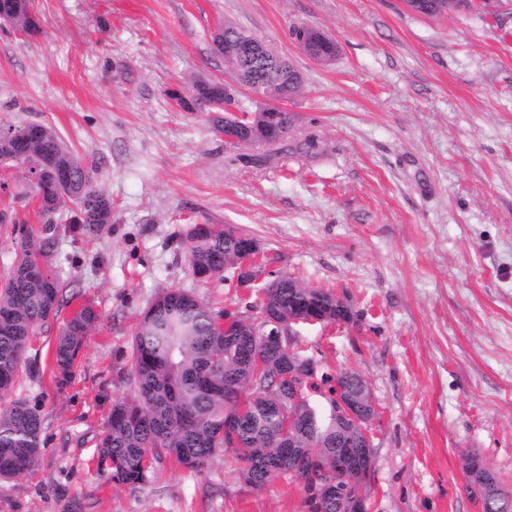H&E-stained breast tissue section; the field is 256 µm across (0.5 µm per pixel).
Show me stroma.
<instances>
[{"instance_id":"stroma-1","label":"stroma","mask_w":512,"mask_h":512,"mask_svg":"<svg viewBox=\"0 0 512 512\" xmlns=\"http://www.w3.org/2000/svg\"><path fill=\"white\" fill-rule=\"evenodd\" d=\"M31 12L39 33L0 29V122L52 125L96 170L112 222L91 242L55 227L45 261L100 322L61 388L55 330L34 340L39 376L13 395L39 405L42 451L0 483V512H305L288 475L253 490L228 451L200 473L164 462L135 489L97 474L145 308L182 288L244 309L232 282L193 275L195 224L231 225L259 242L270 274L350 299L352 322L301 327L297 341L321 372L356 369L371 389V512H478L463 489L467 450L512 486V0L493 18L424 15L404 0H31ZM300 23L336 42L335 60L296 46ZM227 24L301 74L283 108L321 155L229 163L207 115L169 100L228 79L211 50ZM0 176V210L42 241L25 180Z\"/></svg>"}]
</instances>
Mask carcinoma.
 Segmentation results:
<instances>
[{
	"mask_svg": "<svg viewBox=\"0 0 512 512\" xmlns=\"http://www.w3.org/2000/svg\"><path fill=\"white\" fill-rule=\"evenodd\" d=\"M415 11L436 5L441 11L467 9L470 0H405ZM13 12L11 27L34 35L39 26L32 22L29 0H0V11ZM291 36L302 48L319 43L323 33L308 25H296ZM250 46L239 59L232 81L241 89L237 111L225 112L212 105L224 100V82L196 81L189 87L167 92L170 100L185 112H205L213 128L224 132L233 126L239 137L248 138L250 122L240 119L248 113L246 92L268 90L279 101L296 97L302 79L285 57L265 41L234 26L226 25L212 36L215 54ZM321 153V141L314 135L303 140L283 141L268 131L265 151L250 162L265 165L280 154ZM15 169L27 180L32 198L38 201V215L45 229H51L62 215L73 216L71 206L83 214L78 229L93 241L112 223V200L103 190L95 170L87 166L56 132L36 124L30 136L15 146L0 144V168ZM43 172L33 182L34 168ZM66 170V183L56 181L55 172ZM246 238L224 235V226L210 225L187 242L188 263L195 276L208 279L223 276L235 267ZM14 257L0 284V482L10 481L33 469L41 453L43 417L36 404L24 400L1 402L16 386L23 373L33 374L26 352L37 333L57 324L51 355L56 385H67L88 337L96 329L100 314L91 303H83L62 322L57 316L71 283L52 274L43 261L49 242L32 240L25 232L12 241ZM265 298L246 302L250 317L264 311L292 314L313 311L329 323L336 322V310L344 307L355 317L351 301L341 305L330 288H311L286 274L279 275L274 288H264ZM224 313L183 289H170L157 296L143 312L132 338V366L128 393L112 405L108 427L98 443L97 466L116 485L135 487L147 481L149 473L167 459L200 471L216 449L224 447V417L247 409L238 447L231 449L238 464L239 479L260 490L280 473L299 471L307 480H323V469L336 456V421L313 406L296 407L308 422L303 433L294 435L296 452L281 447L283 396L288 393V359L267 354L265 370L257 374L250 358L256 346L253 336H236L224 331ZM307 512H339V507L317 484L316 495L304 502ZM481 512H512V487L498 485V496L484 504Z\"/></svg>",
	"mask_w": 512,
	"mask_h": 512,
	"instance_id": "carcinoma-1",
	"label": "carcinoma"
}]
</instances>
